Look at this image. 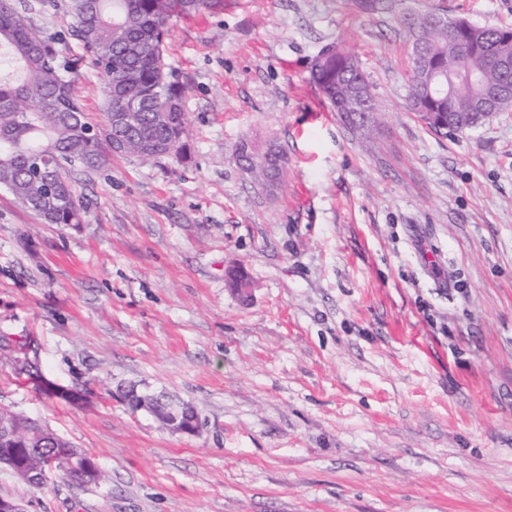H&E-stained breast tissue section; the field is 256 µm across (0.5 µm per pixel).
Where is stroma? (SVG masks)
Listing matches in <instances>:
<instances>
[{
  "label": "stroma",
  "instance_id": "35a3bbf8",
  "mask_svg": "<svg viewBox=\"0 0 512 512\" xmlns=\"http://www.w3.org/2000/svg\"><path fill=\"white\" fill-rule=\"evenodd\" d=\"M512 28V0H224L172 18L181 157L74 168L79 224L0 189V409L97 458L26 512H512V111L447 135L407 106L402 19ZM346 41L380 124L310 80ZM277 147L273 186L235 151ZM243 271L249 298L229 287ZM37 364L75 404L36 391ZM195 406L178 434L129 386Z\"/></svg>",
  "mask_w": 512,
  "mask_h": 512
}]
</instances>
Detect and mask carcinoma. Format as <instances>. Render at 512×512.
<instances>
[{"instance_id":"cac0c4a2","label":"carcinoma","mask_w":512,"mask_h":512,"mask_svg":"<svg viewBox=\"0 0 512 512\" xmlns=\"http://www.w3.org/2000/svg\"><path fill=\"white\" fill-rule=\"evenodd\" d=\"M224 0H69L70 27L43 37L39 17L58 7L57 0H0V189L9 192L43 224H80L84 203L69 178L78 166L95 170L122 141L120 156L143 162L182 155L187 132L183 98L186 89L168 63L164 42L174 15L219 9ZM407 40L423 55L412 58L407 85L411 111L430 129L455 116L459 132L483 124L490 115L512 109V75L501 62L512 61L503 47L512 28L483 26L475 44L461 52L463 31H448L424 21L404 19ZM76 39L102 76L105 121L91 123L75 89L79 60L62 48ZM454 60L447 94L434 96V76ZM310 79L324 99L350 124L377 111L372 85L352 48L340 42L323 49ZM135 113L128 124L114 121L116 108ZM0 422L15 435L0 448H19V463L10 473L27 482L26 471L40 459L23 449L49 453L70 441L48 433L36 420L0 410Z\"/></svg>"}]
</instances>
